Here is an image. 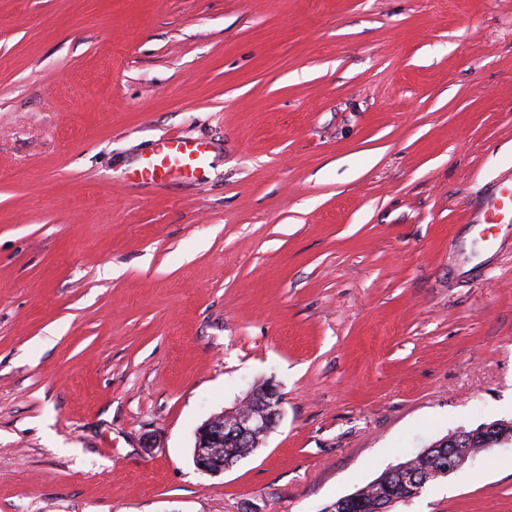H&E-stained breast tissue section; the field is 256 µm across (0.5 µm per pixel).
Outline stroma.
I'll use <instances>...</instances> for the list:
<instances>
[{
    "instance_id": "1",
    "label": "stroma",
    "mask_w": 512,
    "mask_h": 512,
    "mask_svg": "<svg viewBox=\"0 0 512 512\" xmlns=\"http://www.w3.org/2000/svg\"><path fill=\"white\" fill-rule=\"evenodd\" d=\"M508 176L512 0H0V512H326L512 419ZM398 512H512V444ZM205 152L198 143L181 137L161 140L148 162L146 177L164 179L171 171L193 172L204 161ZM261 394L256 403L238 402L224 409V438L241 440L249 435L267 436L270 433L281 415L282 398L272 385ZM219 441L220 435L214 433L210 424H206L198 430L195 438L196 450L193 457L197 470L210 475L220 474L233 466L224 463L225 459L228 460L231 457L234 461L239 458H245L258 449V447L255 448L253 445L250 447L247 445H226L224 447V458H222L217 452L214 453V451L218 450V448L214 447ZM203 448H212L211 450L213 451L207 454L203 451Z\"/></svg>"
}]
</instances>
